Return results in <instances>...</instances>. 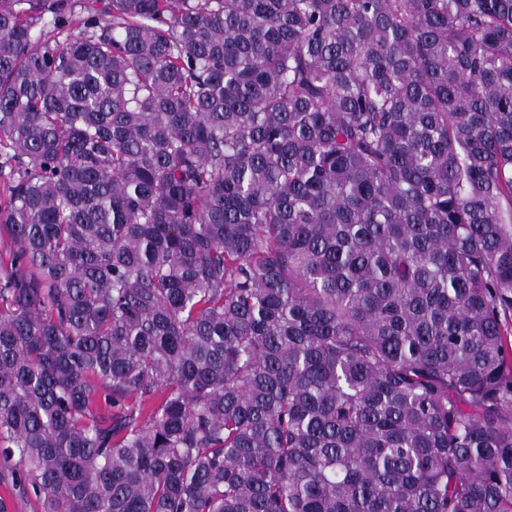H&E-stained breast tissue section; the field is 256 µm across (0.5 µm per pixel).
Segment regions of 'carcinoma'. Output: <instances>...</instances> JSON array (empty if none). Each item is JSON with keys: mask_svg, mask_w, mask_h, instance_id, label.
I'll return each instance as SVG.
<instances>
[{"mask_svg": "<svg viewBox=\"0 0 512 512\" xmlns=\"http://www.w3.org/2000/svg\"><path fill=\"white\" fill-rule=\"evenodd\" d=\"M101 2L0 0L15 481L512 512V0Z\"/></svg>", "mask_w": 512, "mask_h": 512, "instance_id": "1", "label": "carcinoma"}]
</instances>
